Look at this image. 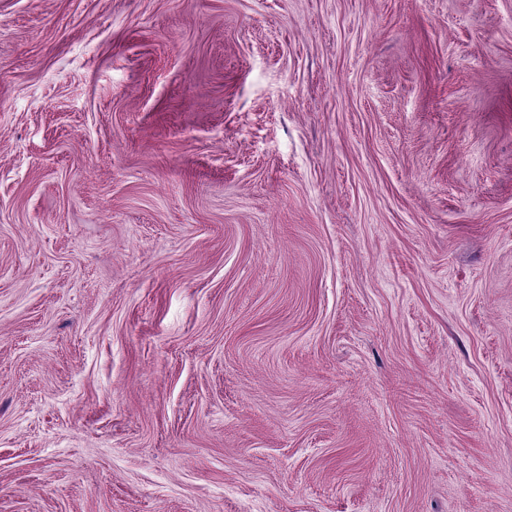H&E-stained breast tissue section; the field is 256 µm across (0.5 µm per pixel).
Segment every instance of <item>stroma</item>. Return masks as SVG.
Here are the masks:
<instances>
[{
    "mask_svg": "<svg viewBox=\"0 0 512 512\" xmlns=\"http://www.w3.org/2000/svg\"><path fill=\"white\" fill-rule=\"evenodd\" d=\"M0 512H512V0H0Z\"/></svg>",
    "mask_w": 512,
    "mask_h": 512,
    "instance_id": "stroma-1",
    "label": "stroma"
}]
</instances>
